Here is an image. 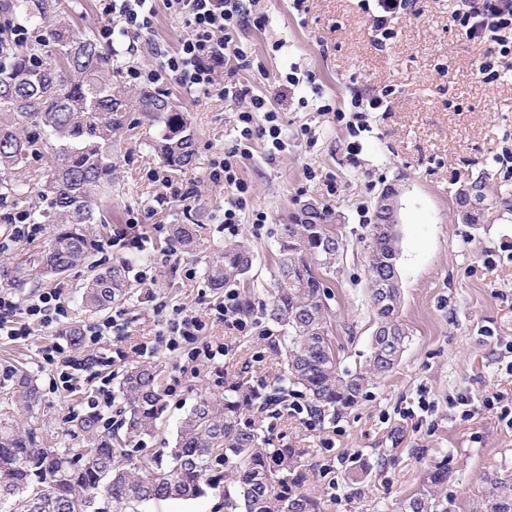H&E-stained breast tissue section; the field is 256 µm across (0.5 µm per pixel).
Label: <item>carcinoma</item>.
Segmentation results:
<instances>
[{
    "label": "carcinoma",
    "instance_id": "carcinoma-1",
    "mask_svg": "<svg viewBox=\"0 0 512 512\" xmlns=\"http://www.w3.org/2000/svg\"><path fill=\"white\" fill-rule=\"evenodd\" d=\"M13 8L27 21L45 23L53 5L49 0H14ZM51 49L41 66L31 63ZM116 54L93 36L75 39L65 18L50 24L47 44L16 50L12 63L0 69V107L34 116L41 133L55 143L51 179L41 197L47 209L33 212V223L47 216L58 224L54 240L41 255L26 259L6 272L23 286L59 276L85 262L98 241L89 227L107 223L97 205L99 192L112 186L115 163L112 139L129 111L145 114L157 126L153 149L169 167L178 170L194 161L193 139L185 113L175 109L168 95L141 90L129 93L112 86ZM34 141L7 125H0V170L24 162ZM475 203L455 196L456 207L469 224L485 217L481 204L512 210V191L490 195L483 178L471 181ZM334 214L318 208L297 213L281 227L277 284L264 308V318L283 330L279 343L287 362L276 391L299 387L319 417L355 407L364 389L392 372L404 351L406 336H373L370 356L355 370L340 367L330 341L327 293L315 265L335 264L336 238L326 235ZM196 224H175L171 242L189 249L198 240ZM368 263L369 300L391 265L398 264L399 242L371 235ZM252 264L243 245L227 243L208 267L213 287L234 285ZM131 293L128 270L114 263L98 272L85 287L83 303L90 312H102ZM400 303L372 307L376 320L395 327ZM0 392V512H137L141 502L197 499L224 487L226 512H321L311 497L288 492V480L302 473V450L286 444L268 448L244 410L255 401L267 405L243 382L236 383L220 401L200 399L181 422L166 457L131 462L128 447L153 433L164 411L157 367L139 364L128 368L118 385L124 403L116 429H100L99 416L74 418L76 428L93 439L89 451L76 448H39L29 433L19 429L12 407L37 399L35 381L24 372L8 377ZM450 467L443 458L428 466L415 494L402 501L398 512H449ZM488 489L473 500L470 512H512V474L487 478Z\"/></svg>",
    "mask_w": 512,
    "mask_h": 512
}]
</instances>
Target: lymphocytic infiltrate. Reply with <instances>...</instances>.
<instances>
[{
    "instance_id": "1",
    "label": "lymphocytic infiltrate",
    "mask_w": 512,
    "mask_h": 512,
    "mask_svg": "<svg viewBox=\"0 0 512 512\" xmlns=\"http://www.w3.org/2000/svg\"><path fill=\"white\" fill-rule=\"evenodd\" d=\"M260 0H97L101 15L108 17L99 36L111 43L150 42L159 59L156 67H127L129 86L177 84L189 92L214 95L235 104L239 132L237 149L214 155L209 163L208 180L212 187L227 190L220 222L225 238L236 237L243 219L252 224L266 223L261 211H248L249 185L238 175L240 150L252 139L263 140L269 160H276L286 148L282 119L275 108L245 85L228 84L224 70L230 63L246 64L251 46L242 41V30H263L270 23ZM164 4L170 17L184 34L176 50L151 42L157 19V4ZM457 25L470 40L492 37L500 53H512V9L501 0H474L468 12L457 15ZM68 317L60 289L53 288L21 301L7 288L0 289V337L18 339L32 331L54 332ZM167 346L197 365H221L229 356L227 344L208 339V324L198 314L173 310L165 321Z\"/></svg>"
}]
</instances>
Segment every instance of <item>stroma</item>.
<instances>
[{
  "mask_svg": "<svg viewBox=\"0 0 512 512\" xmlns=\"http://www.w3.org/2000/svg\"><path fill=\"white\" fill-rule=\"evenodd\" d=\"M470 4L406 0L405 9L389 17L394 36L382 44L372 26L376 0H308L305 12L295 10L291 0H262L270 25L245 33L262 66L237 70L235 78L271 102L288 134V147L276 162H267L258 141L238 171L251 187L249 209L268 215L260 227L241 224L238 235L254 254L238 285L241 296L252 299L253 317H260V303L275 285L281 224L303 203L328 208L341 216L344 240L336 265L320 272L330 295L331 334L342 366L364 363L374 315L367 280L370 226L362 216L372 213L385 186L400 190L399 320L406 347L393 372L368 387L357 407L333 420L320 418L310 426L287 414L246 413L270 447L288 443L303 450V478L292 489L317 499L324 512H393L415 492L424 468L444 457L450 460L451 512H469L472 500L486 490L488 476L512 473V424L497 409L463 417L456 404L463 395L479 400L493 392L512 401V212L491 208L484 223L467 224L454 199L458 188L480 176L492 189L512 186V161L500 159L503 148L512 149V55L497 57L499 78H482L479 65L491 42L466 40L453 21ZM56 12L79 37L97 35L108 23L94 0H58ZM286 71L313 75L323 99L346 111L354 97L391 89L390 109L367 113L365 130L351 134L345 122L319 111L317 102L301 106L303 89L281 80ZM167 91L187 115L194 165L181 171L165 165L152 148L156 128L140 113H128L113 148L115 178L97 200L108 221L96 228L98 239L114 236L135 214L134 231L145 240V251L115 246L94 253L87 264L54 281L68 304V319L57 332L0 339V373L22 367L38 382V401L16 418L31 429L39 447L89 445L83 433H70L72 418L89 413L102 381L139 362L135 348L142 343L153 347L149 361L160 369L163 385L176 386L177 393L167 397L155 433L133 450L137 460L172 446L179 421L198 396H224L241 379L271 385L284 370L273 337L257 329L243 336L220 323L210 333L231 346V359L220 367H192L167 349L160 316L136 293L124 303V336L100 341L111 365L81 374L71 389L51 384L55 345L66 344L72 328L96 320L80 299L92 268L125 259L134 271L154 261L152 290L171 308L202 313L219 295L208 284L206 268L225 243L218 223L224 193L206 181L212 156L237 144L234 114L218 98H198L176 85ZM155 170L177 187L202 184L191 212L165 198L164 188L150 177ZM49 175L43 148L0 173L1 180L25 187L23 194L0 197V229L14 213L40 206L38 191ZM331 180L336 183L332 195L327 192ZM175 224L201 225L203 245L169 253L166 242ZM189 268L194 278L185 277ZM422 399L431 410L419 409ZM407 408L413 409L412 417H403ZM361 463L369 468L366 478L348 479Z\"/></svg>",
  "mask_w": 512,
  "mask_h": 512,
  "instance_id": "obj_1",
  "label": "stroma"
}]
</instances>
